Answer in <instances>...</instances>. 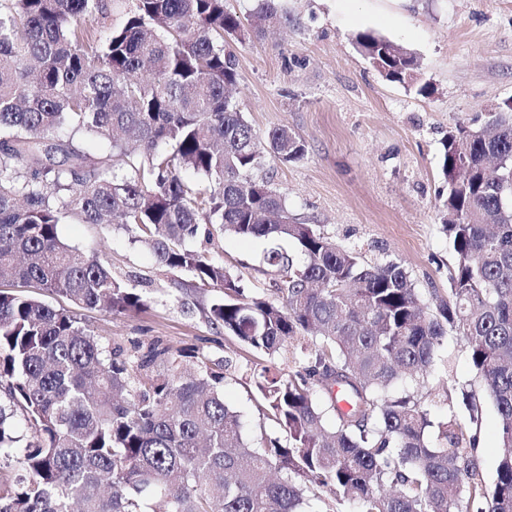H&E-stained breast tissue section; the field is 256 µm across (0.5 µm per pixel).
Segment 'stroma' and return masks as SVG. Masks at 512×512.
Returning <instances> with one entry per match:
<instances>
[{"instance_id": "obj_1", "label": "stroma", "mask_w": 512, "mask_h": 512, "mask_svg": "<svg viewBox=\"0 0 512 512\" xmlns=\"http://www.w3.org/2000/svg\"><path fill=\"white\" fill-rule=\"evenodd\" d=\"M286 20L227 50L238 63L236 97L260 133L288 126L307 144L299 161L267 159L270 179L301 222L370 258L390 255L411 272L421 294L448 291L453 257L437 216L441 143L459 123L479 125L486 112L512 99V0H283ZM370 31L414 52L421 81L434 91L386 80L355 48ZM62 238L88 254L107 257L116 278L136 286L149 308L115 316L78 310L109 347L132 351L134 343L162 340L173 349L226 356L233 365L224 400L247 427L281 436L249 377L254 365L288 370L275 359L213 330L202 308L212 297L201 290L176 302L174 273L124 233L70 220ZM194 249L220 256L250 292L276 299L272 272L261 261L263 241L198 237ZM476 376L462 343L448 336L429 387L436 420H466L460 389Z\"/></svg>"}]
</instances>
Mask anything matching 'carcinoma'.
Returning a JSON list of instances; mask_svg holds the SVG:
<instances>
[{
    "label": "carcinoma",
    "instance_id": "1",
    "mask_svg": "<svg viewBox=\"0 0 512 512\" xmlns=\"http://www.w3.org/2000/svg\"><path fill=\"white\" fill-rule=\"evenodd\" d=\"M128 2L115 19L112 0H0V276L71 303L0 289V460L18 468L0 512H311L322 494L328 512H512V100L442 142L453 266L448 298L424 299L400 261L297 221L254 178L266 154L295 162L307 145L245 119L224 39L281 21V0H256L250 30L224 0ZM355 43L386 80H417L406 48L371 32ZM99 140L105 154L84 151ZM69 218L115 224L215 288L208 324L253 350L309 339L288 374L252 372L285 442L244 434L224 402L229 359L100 343L74 309L148 304L60 237ZM202 232L266 242L281 299L246 295L188 247ZM450 330L480 384L462 391L470 424L448 415L434 443L422 388ZM487 402L502 448L491 485L476 455Z\"/></svg>",
    "mask_w": 512,
    "mask_h": 512
}]
</instances>
